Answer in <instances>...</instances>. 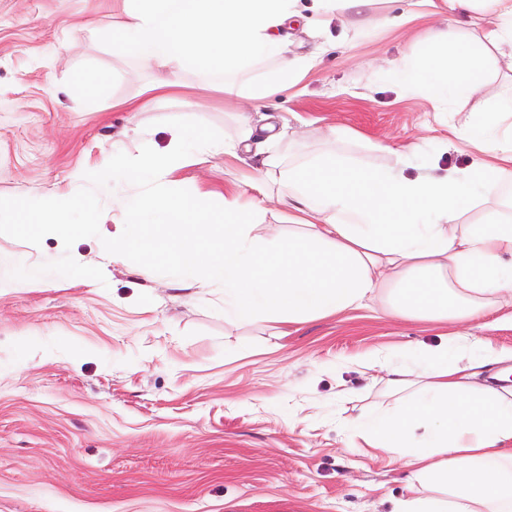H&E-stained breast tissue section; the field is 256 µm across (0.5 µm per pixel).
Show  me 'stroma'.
<instances>
[{"label":"stroma","mask_w":512,"mask_h":512,"mask_svg":"<svg viewBox=\"0 0 512 512\" xmlns=\"http://www.w3.org/2000/svg\"><path fill=\"white\" fill-rule=\"evenodd\" d=\"M419 0H375L361 17L313 23V0L297 9L310 27L289 24L288 54L320 47V63L296 85L259 100L256 124L301 132V159L323 145L327 126L361 163L415 178L432 169L466 170L449 145L463 124L512 97V61L490 72L495 98L440 103L405 91L398 64L420 53L434 20ZM125 20L110 0H0V274L41 284L0 296V512H395L406 495L398 455L372 457L359 418L391 400L364 358L375 347L395 364L436 344L448 327L394 318L386 303L292 325H230L220 297L200 295L165 270L143 276L134 258L112 259L123 216L108 189L92 192L72 252L51 235L37 247L13 228L15 203L66 186L81 168L165 150L175 124L231 139L236 101L224 76L187 70L188 95L155 100L130 114L123 100L145 91L153 71L114 51ZM107 75L92 98L63 93L78 71ZM261 157L204 156L175 172L170 188L215 189L214 210L251 179ZM95 261L85 277L71 259ZM474 349L492 345L512 369V308L462 327Z\"/></svg>","instance_id":"stroma-1"}]
</instances>
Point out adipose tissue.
<instances>
[{"label":"adipose tissue","mask_w":512,"mask_h":512,"mask_svg":"<svg viewBox=\"0 0 512 512\" xmlns=\"http://www.w3.org/2000/svg\"><path fill=\"white\" fill-rule=\"evenodd\" d=\"M296 0H122L128 17L112 36L114 49L145 66L174 69L153 89L180 88L178 71L227 75L245 72L263 57L284 62L267 90L298 82L318 52L287 59L283 28L297 12ZM493 18L483 37L512 57V0H490ZM412 82L434 94L465 96L491 91L483 54L441 30L427 56L405 62ZM236 139L206 131L187 140L174 127L163 152L146 151L137 161L112 158L115 204L126 222L112 236V258L143 253L151 275L166 268L201 292L224 293V319L237 324L264 320L282 327L339 314L379 297L403 320L461 325L485 312L512 307V103L483 113L481 134L453 131V148H467L465 173L448 171L408 179L374 170L333 150L339 138L328 128L331 148L304 162L285 154L265 157L257 179L262 196L232 195L223 211L210 195L164 192L167 176L191 154L237 156L256 127L248 106L238 114ZM158 192L139 198L122 189L139 180ZM93 172L42 196L39 204L18 202L21 234L37 239L53 232L61 247L81 235L83 225L61 220L65 206L80 205ZM478 183L472 195L467 183ZM288 209L287 224H269V205ZM462 334L420 353L413 370L389 371L394 406L362 423L366 442L378 453L396 451L408 470L409 495L398 512H512V399L471 384V371L496 362L484 347L467 354Z\"/></svg>","instance_id":"ef3b65f1"}]
</instances>
